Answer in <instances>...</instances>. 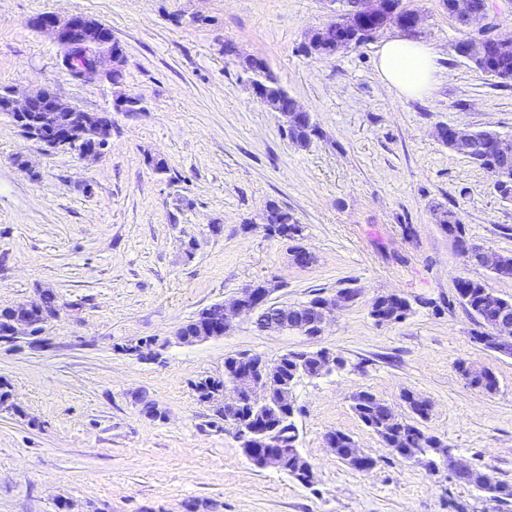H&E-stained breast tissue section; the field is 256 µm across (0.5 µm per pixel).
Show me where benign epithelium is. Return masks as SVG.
<instances>
[{"label": "benign epithelium", "mask_w": 512, "mask_h": 512, "mask_svg": "<svg viewBox=\"0 0 512 512\" xmlns=\"http://www.w3.org/2000/svg\"><path fill=\"white\" fill-rule=\"evenodd\" d=\"M398 13L396 0H355L352 9L336 17L341 24L337 46L352 44L356 35L361 32L364 33V37L371 39L380 29L391 25L410 34L416 33L421 22L420 14L415 11L400 19ZM478 16L482 17V24L487 29L492 30L496 27V18L490 14L488 4L480 3L478 0H461L452 18L459 27L470 29ZM31 26L40 32L50 33L61 48L92 47L96 50L92 60L80 65V73L77 76L80 81L100 74L110 78L120 70L123 62L122 50L114 44L109 27L93 18L78 14L61 17L55 13H44L34 17ZM489 44L506 48L512 45V37H473L459 50V55L475 63ZM7 99L9 111L18 116L16 128L23 137L38 142L46 154L68 150L72 145L91 138L109 139L111 128L100 124L99 114L81 111L46 88L22 99L9 94ZM448 147L476 162H489L499 171H506L512 167V140L498 134L483 137L463 129L457 133ZM452 240L465 264L485 267L500 278L512 277V269L501 264L497 253L461 236L454 235ZM270 293L271 290L266 287L260 290L254 287L246 288L242 292L246 299H236L232 305V313L224 314L217 328L205 325L200 335L192 338L179 335L177 339L183 344H194L220 338L230 329L232 314L237 311L257 314L256 325L262 331L291 329L314 339L323 333L324 324L333 311L351 304L356 299V293L340 291L332 299L309 301L285 308L269 304ZM487 315L491 323V335L476 336L474 340L480 344L494 343L497 352L502 355L512 352V304L493 295L487 305ZM310 355L317 361L313 367V375L329 374L336 368V356L330 351L320 349L305 353L307 357ZM280 363L279 358L267 360L258 355L239 358L236 362V373L225 382L223 388L213 393L206 403L216 416L224 419L225 423L237 426L242 452L256 466L281 471L291 467L295 474L307 483L312 475V466L298 449L275 448L270 453L257 456L252 448L258 444L273 443V430L235 424V414L243 404L260 411L266 409L274 400L279 406L294 405L292 383L276 381L275 373ZM439 458L458 478L472 485H494V481L485 470L472 466L455 455L451 449L439 453ZM346 462L362 471L374 468L373 459L353 448L349 450Z\"/></svg>", "instance_id": "obj_1"}]
</instances>
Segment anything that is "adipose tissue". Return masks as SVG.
I'll return each instance as SVG.
<instances>
[{
  "instance_id": "adipose-tissue-1",
  "label": "adipose tissue",
  "mask_w": 512,
  "mask_h": 512,
  "mask_svg": "<svg viewBox=\"0 0 512 512\" xmlns=\"http://www.w3.org/2000/svg\"><path fill=\"white\" fill-rule=\"evenodd\" d=\"M377 70L382 81L405 98L427 95L440 76L434 50L423 42L402 37L380 44Z\"/></svg>"
}]
</instances>
